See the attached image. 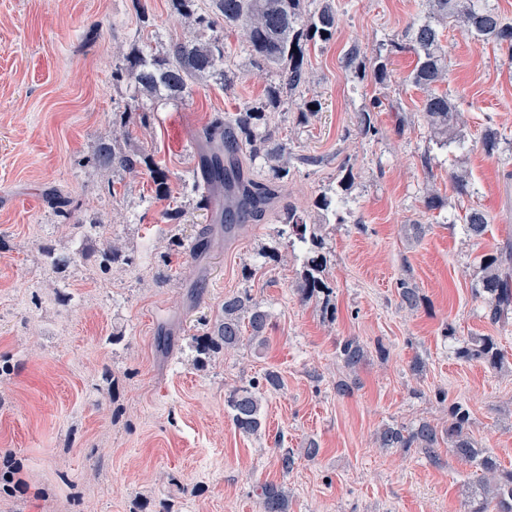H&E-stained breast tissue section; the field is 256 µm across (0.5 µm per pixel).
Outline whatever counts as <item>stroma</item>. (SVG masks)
Segmentation results:
<instances>
[{"mask_svg": "<svg viewBox=\"0 0 512 512\" xmlns=\"http://www.w3.org/2000/svg\"><path fill=\"white\" fill-rule=\"evenodd\" d=\"M332 3L336 34L309 58L305 94L318 113L305 124L291 111L276 118L294 156L286 200L309 209L336 189L342 166L355 174L342 223L322 230L336 307L329 317L321 301L295 293L301 261L285 252L274 220L217 236L193 261L174 251L161 218L178 194L158 199L145 175L113 184L94 165L127 98L112 61L129 50L142 17L164 39L196 35L169 0H0V468L21 465L23 480L0 490V512H261L257 490L266 483L284 488L288 512H463L478 476L447 442L432 457L379 444L389 426L444 429L454 403L468 409L476 447L512 468V324L491 325L475 293L480 257L512 241V55L444 26L443 89L471 148L443 146L420 116L422 90L407 80L413 54L390 56L382 88L342 63L351 45L370 59L400 38L424 19L423 0ZM228 41L230 87L200 80L192 99L156 106L149 127L133 130L174 188L196 164L199 128L258 102L269 81L239 33ZM364 112L375 127L367 137L358 132ZM489 127L501 135L493 157L478 146ZM454 172L468 174L469 195L456 193ZM54 191L69 198L70 219L50 204ZM431 194L441 208H426ZM470 208L491 217L482 238L459 220ZM97 220L127 257L107 271L100 238L73 231ZM262 244L282 250L281 259L263 262ZM45 246L83 257L59 271L46 264ZM403 278L419 292L418 309L400 305ZM245 290L272 315L266 346L194 364L187 337ZM162 322L178 341L169 356L156 347ZM470 336L495 337L502 367L458 360L454 350ZM348 338L365 349L354 369L339 356ZM269 371L282 386L265 395L260 433L243 435L224 396ZM312 443L319 453L310 459L303 450ZM284 449L295 459L287 472L278 462Z\"/></svg>", "mask_w": 512, "mask_h": 512, "instance_id": "35a3bbf8", "label": "stroma"}]
</instances>
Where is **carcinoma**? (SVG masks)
Wrapping results in <instances>:
<instances>
[{
  "mask_svg": "<svg viewBox=\"0 0 512 512\" xmlns=\"http://www.w3.org/2000/svg\"><path fill=\"white\" fill-rule=\"evenodd\" d=\"M171 6L188 27L209 32L207 39H172L162 52L149 45L148 28L152 23L142 19V27L130 51L115 62L112 77L129 87L123 109L112 113V137L100 140L93 153L96 167L114 174H146L165 198L170 193V175L155 156L131 143V128L149 125L148 113L159 103H182L192 96L194 84L211 78L224 86L234 79L229 68L231 46L224 42V31L239 30L244 49L252 65L270 75L264 100L240 108L235 113L213 117L195 137L197 164L189 179L183 181L187 202L197 210L214 209L215 219L223 225L226 235L247 223H260L277 210V222L283 225L279 235L286 245L297 250L302 270L296 282V294L306 302L323 297L330 307L332 288L324 275L327 258L320 225L309 221V212L290 203L279 204L284 183L290 172L291 148L272 124V113L294 110L300 120L316 115L303 95L309 83L308 52L328 43L336 34L338 18L330 0H170ZM427 16L422 23H412L402 39L379 47L372 64L371 78L384 86L387 64L382 52H411L416 63L408 80L423 90L420 112L433 135L443 142H462L458 134L461 113L439 91L448 79V47L441 43L439 27L454 22L457 26L499 45L507 46L512 60V23L485 0H426ZM343 65L355 77L365 76V65L358 46H351ZM500 134L489 127L481 137L483 151L493 156L498 152ZM339 190L319 196L315 212L322 219L337 214L345 202L346 192L354 183L353 169L343 168ZM466 231L478 239L485 235L490 217L481 210L469 209L462 216ZM215 229L205 225L190 239L175 237L172 243L182 254L196 260L211 247ZM43 255L56 269H65L83 256L80 251L57 254L50 247ZM122 260L120 248L109 241L103 243L101 264L107 268ZM512 260V248L481 257L483 276L479 295L487 300L486 318L497 324L512 309V275L504 271ZM400 304L410 310L418 308L421 299L407 279L399 282ZM271 316L248 291L224 298L221 314L205 324L203 333L189 337L195 350V362L204 364L221 350H232L243 341L264 345ZM348 368H355L365 357L363 345L355 339L345 340L339 348ZM458 358L479 362L496 369L504 363L505 354L491 336H472L456 348ZM280 387L279 376L267 372L262 381L249 388L234 389L224 397V406L235 428L243 435H254L261 429L262 400L266 392ZM469 413L455 403L449 408L448 445L457 457L482 472L479 488L472 491L464 512H512V468L501 466L485 448L475 446L467 433ZM383 448H419L428 455L439 445V433L427 422L410 429L388 427L381 431ZM262 512H288V494L280 486L269 483L261 488Z\"/></svg>",
  "mask_w": 512,
  "mask_h": 512,
  "instance_id": "obj_1",
  "label": "carcinoma"
}]
</instances>
